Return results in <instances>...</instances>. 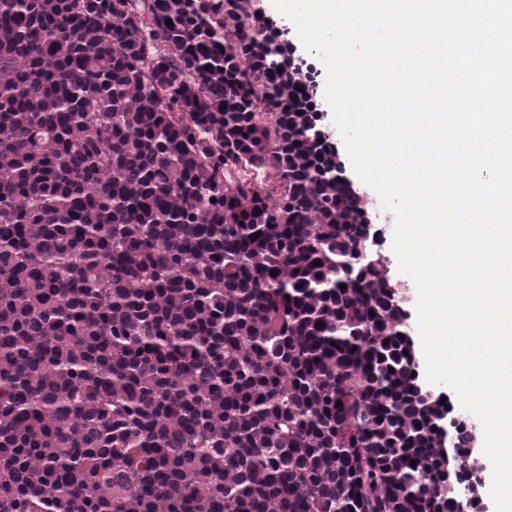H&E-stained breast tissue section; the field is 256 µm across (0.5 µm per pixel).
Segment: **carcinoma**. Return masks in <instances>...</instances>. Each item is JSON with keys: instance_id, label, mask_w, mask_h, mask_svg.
<instances>
[{"instance_id": "carcinoma-1", "label": "carcinoma", "mask_w": 512, "mask_h": 512, "mask_svg": "<svg viewBox=\"0 0 512 512\" xmlns=\"http://www.w3.org/2000/svg\"><path fill=\"white\" fill-rule=\"evenodd\" d=\"M281 36L0 0V512L479 507Z\"/></svg>"}]
</instances>
